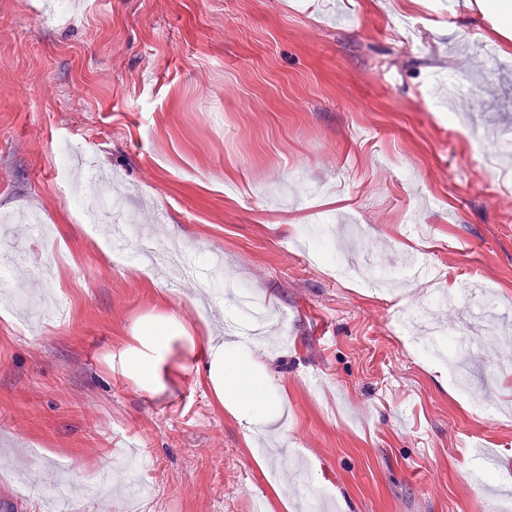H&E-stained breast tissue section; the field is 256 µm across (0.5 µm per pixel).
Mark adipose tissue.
I'll return each mask as SVG.
<instances>
[{
	"mask_svg": "<svg viewBox=\"0 0 512 512\" xmlns=\"http://www.w3.org/2000/svg\"><path fill=\"white\" fill-rule=\"evenodd\" d=\"M175 324L174 316L170 315L140 333L143 350L129 358L128 369L144 389L157 388L168 369ZM257 365V360L241 356L236 343L213 339L208 343V360L198 371L201 380L211 386L219 401L240 410L252 433L270 424L279 414L278 408L270 403L269 383L251 375Z\"/></svg>",
	"mask_w": 512,
	"mask_h": 512,
	"instance_id": "adipose-tissue-1",
	"label": "adipose tissue"
}]
</instances>
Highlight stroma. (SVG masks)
Here are the masks:
<instances>
[{"label": "stroma", "instance_id": "stroma-1", "mask_svg": "<svg viewBox=\"0 0 512 512\" xmlns=\"http://www.w3.org/2000/svg\"><path fill=\"white\" fill-rule=\"evenodd\" d=\"M498 23L491 0H0V249L24 256L0 283V497L45 512L60 468L66 512H303L313 490L327 512H512V372L486 347L413 349L459 331L461 307L395 322L429 293L402 272L416 255L512 317ZM458 72L472 89L452 96ZM91 179L197 276L140 270L84 223L72 193ZM376 255L380 287L336 272ZM235 287L277 316L250 352L310 488L256 463L197 378ZM169 314L189 339L147 391L122 359Z\"/></svg>", "mask_w": 512, "mask_h": 512}]
</instances>
